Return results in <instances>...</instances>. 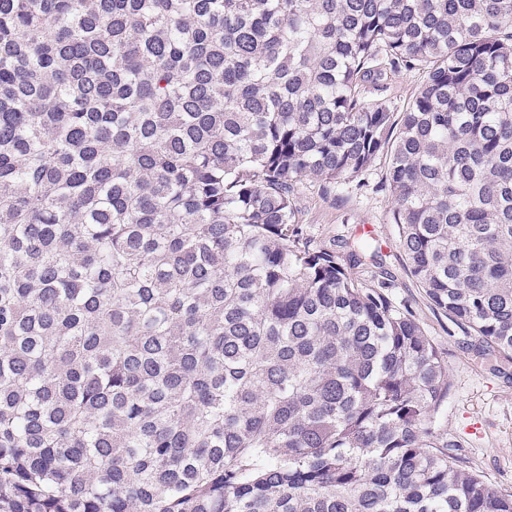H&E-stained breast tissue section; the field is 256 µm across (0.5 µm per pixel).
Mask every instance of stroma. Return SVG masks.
<instances>
[{
  "label": "stroma",
  "mask_w": 512,
  "mask_h": 512,
  "mask_svg": "<svg viewBox=\"0 0 512 512\" xmlns=\"http://www.w3.org/2000/svg\"><path fill=\"white\" fill-rule=\"evenodd\" d=\"M420 82L419 74L404 70L387 81L368 84L367 95L390 99L401 111ZM294 203L299 222L307 225L316 244L330 249L338 239L357 237L365 226H372L381 264L361 266L357 275L371 281L379 272H387L392 281L390 297L410 307L427 336L446 352L450 391L443 428L459 441L462 456L488 483L512 492V363L496 371L476 357L470 338L461 331H450L447 316L435 309L407 274L389 222L385 161L377 160L356 182L336 189L302 181Z\"/></svg>",
  "instance_id": "1"
}]
</instances>
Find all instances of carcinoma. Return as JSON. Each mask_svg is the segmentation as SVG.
Returning <instances> with one entry per match:
<instances>
[{
	"mask_svg": "<svg viewBox=\"0 0 512 512\" xmlns=\"http://www.w3.org/2000/svg\"><path fill=\"white\" fill-rule=\"evenodd\" d=\"M383 155L407 272L511 364L512 0H0V512H512L373 239L296 218ZM420 82L419 74L402 70L392 75L387 81L368 83L366 96L368 98L386 97L397 108L396 112H403Z\"/></svg>",
	"mask_w": 512,
	"mask_h": 512,
	"instance_id": "obj_1",
	"label": "carcinoma"
}]
</instances>
